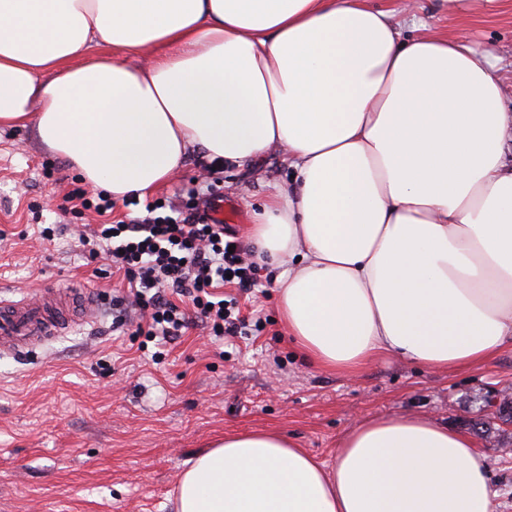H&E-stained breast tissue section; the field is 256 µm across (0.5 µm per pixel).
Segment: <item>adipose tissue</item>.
<instances>
[{
	"label": "adipose tissue",
	"instance_id": "1",
	"mask_svg": "<svg viewBox=\"0 0 512 512\" xmlns=\"http://www.w3.org/2000/svg\"><path fill=\"white\" fill-rule=\"evenodd\" d=\"M392 18L367 0H0V127H32L116 200L196 150L229 168L281 150L288 184L249 236L302 358L466 369L512 338V112L490 50ZM177 490L175 512H493L473 436L423 416L361 421L330 465L276 431L228 434Z\"/></svg>",
	"mask_w": 512,
	"mask_h": 512
}]
</instances>
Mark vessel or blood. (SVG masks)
Returning a JSON list of instances; mask_svg holds the SVG:
<instances>
[{
	"label": "vessel or blood",
	"mask_w": 512,
	"mask_h": 512,
	"mask_svg": "<svg viewBox=\"0 0 512 512\" xmlns=\"http://www.w3.org/2000/svg\"><path fill=\"white\" fill-rule=\"evenodd\" d=\"M67 296L40 293L21 300L0 298V352L24 354L36 343L60 335L83 321Z\"/></svg>",
	"instance_id": "1"
}]
</instances>
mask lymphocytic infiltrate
<instances>
[{"label": "lymphocytic infiltrate", "mask_w": 512, "mask_h": 512, "mask_svg": "<svg viewBox=\"0 0 512 512\" xmlns=\"http://www.w3.org/2000/svg\"><path fill=\"white\" fill-rule=\"evenodd\" d=\"M219 189L217 180L208 177L188 190V200L176 215L161 214L157 204L149 203L144 216L115 223L110 220L111 197L101 193L90 199L81 190L72 191L70 202L94 209L103 218L91 234L79 236L89 257L107 255L113 272L121 274L129 288L126 299L112 302L113 325H124L131 306L140 315L137 334L151 342L167 343L182 336L195 317L212 335L240 334L245 321L237 313L236 299L225 298L223 287L258 286L260 266L245 258L241 247L231 246L223 225L212 223L202 209L203 199ZM175 294L187 298L190 309L173 303Z\"/></svg>", "instance_id": "obj_1"}]
</instances>
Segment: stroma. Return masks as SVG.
<instances>
[{"mask_svg":"<svg viewBox=\"0 0 512 512\" xmlns=\"http://www.w3.org/2000/svg\"><path fill=\"white\" fill-rule=\"evenodd\" d=\"M431 32H465L498 57L512 108V0L461 14L416 0ZM205 162L184 167L147 194L180 204ZM220 199L239 219L228 233L246 239L253 213L288 171L278 151L250 168L220 175ZM80 183L67 160L50 154L32 128H0V295L33 297L40 287L71 283L91 290L89 323L24 356L0 353V512H174L185 462L229 433L279 430L321 461L332 462L341 436L363 419L423 414L471 433L480 415L472 396L512 391V343L491 361L455 373L382 354L354 379L304 365L277 313V268L239 296L244 335L214 339L195 326L168 353L153 357L132 327H112L119 276L98 277L78 241L95 213H62ZM61 230L53 240L38 229ZM496 493L494 512H512V434L477 436Z\"/></svg>","mask_w":512,"mask_h":512,"instance_id":"stroma-1","label":"stroma"}]
</instances>
